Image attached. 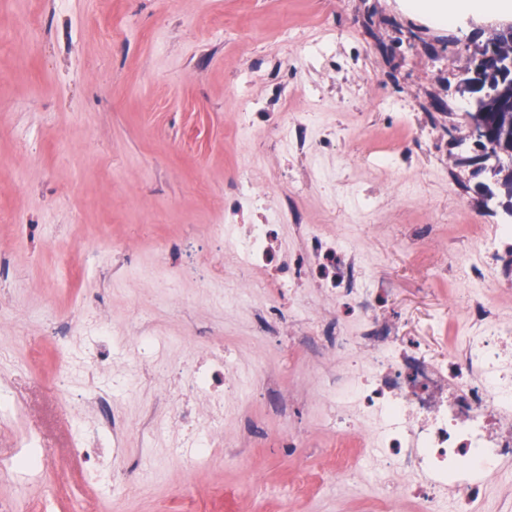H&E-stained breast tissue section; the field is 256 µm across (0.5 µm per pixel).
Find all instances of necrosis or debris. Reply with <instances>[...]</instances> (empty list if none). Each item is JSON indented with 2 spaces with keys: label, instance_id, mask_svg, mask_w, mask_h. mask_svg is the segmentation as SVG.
I'll return each mask as SVG.
<instances>
[{
  "label": "necrosis or debris",
  "instance_id": "4bbe7bcc",
  "mask_svg": "<svg viewBox=\"0 0 512 512\" xmlns=\"http://www.w3.org/2000/svg\"><path fill=\"white\" fill-rule=\"evenodd\" d=\"M447 221L438 214L432 223L396 232L403 248L432 247L433 272L458 275L463 284L457 302L468 329L442 357L406 335L389 304L391 281L370 267L353 237L297 224L291 241L273 240L272 225L288 222L284 205L263 221L229 219L214 227L240 278L267 271L265 286L275 295L256 306L249 289L242 288L226 297L227 306L251 309L256 335L288 337L312 356L325 426L359 441L379 480L394 482L392 512L410 494L423 512H476L487 484L502 479L503 464H512V322L483 296L487 288H512V277L497 275L512 269V224L486 229L476 245V262L463 264L434 238L436 225ZM300 258L320 274L312 301L294 270ZM282 297L291 302L288 310L278 304ZM86 383L85 402L101 416L86 450L97 453L105 437L118 440L133 428L113 424V394L98 385L95 370H88ZM242 385L237 355L229 350L210 353L171 378L172 423L194 460L209 458L221 445L219 426L241 416L234 402ZM200 394L209 403L205 427L194 407Z\"/></svg>",
  "mask_w": 512,
  "mask_h": 512
}]
</instances>
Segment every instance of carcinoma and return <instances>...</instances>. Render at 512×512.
Segmentation results:
<instances>
[{
    "mask_svg": "<svg viewBox=\"0 0 512 512\" xmlns=\"http://www.w3.org/2000/svg\"><path fill=\"white\" fill-rule=\"evenodd\" d=\"M485 45L496 47L497 53L512 60V34L501 28L491 32ZM468 84L476 94L470 103V113L487 124L491 131V154L506 159L512 157V71H504L484 62L474 64V77ZM497 183L505 188L507 210L512 214V163L502 162L494 172Z\"/></svg>",
    "mask_w": 512,
    "mask_h": 512,
    "instance_id": "carcinoma-1",
    "label": "carcinoma"
}]
</instances>
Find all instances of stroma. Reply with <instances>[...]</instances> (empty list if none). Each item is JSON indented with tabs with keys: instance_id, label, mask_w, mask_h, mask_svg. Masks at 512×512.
Segmentation results:
<instances>
[{
	"instance_id": "obj_1",
	"label": "stroma",
	"mask_w": 512,
	"mask_h": 512,
	"mask_svg": "<svg viewBox=\"0 0 512 512\" xmlns=\"http://www.w3.org/2000/svg\"><path fill=\"white\" fill-rule=\"evenodd\" d=\"M405 0H0V251L11 256L15 316L0 319V376L28 403V427L46 455L43 474L24 479L16 463L23 432L0 426V512H385L387 484L338 471L362 469L358 442L322 428L316 379L296 349L259 343L247 310L225 308L240 286L214 234L236 203L235 182L251 170L268 207L295 196L304 223L362 234L368 258L395 288L409 321L447 310L430 330L436 351L461 335L454 279L424 283L429 254L400 249V224L448 214L437 234L449 247L473 242L503 215L494 159L474 147L460 112L469 101L470 53L482 45L480 16L438 28ZM115 34L106 40L104 27ZM336 36L323 58L304 56ZM287 91L290 111L276 99ZM402 97L401 112L378 110L374 95ZM257 101L255 134L236 125L244 98ZM311 113L312 155L289 156L280 128ZM433 130L421 141L422 130ZM406 155L368 165L357 152ZM349 193H337V180ZM422 183L425 203L391 199L368 227L354 214L378 190ZM23 223L9 222V215ZM81 314L88 326L68 343L69 404L42 390L59 367L48 321ZM101 321L107 339L94 336ZM155 337L151 382H130L126 350L138 333ZM106 345L99 381L115 387L112 409L130 423L152 419L121 459L75 454L98 420L84 394V357ZM239 349V367H269L273 393L246 389L245 451L218 448L186 467L165 425V370L188 368L201 352ZM307 402L282 444L278 395Z\"/></svg>"
}]
</instances>
